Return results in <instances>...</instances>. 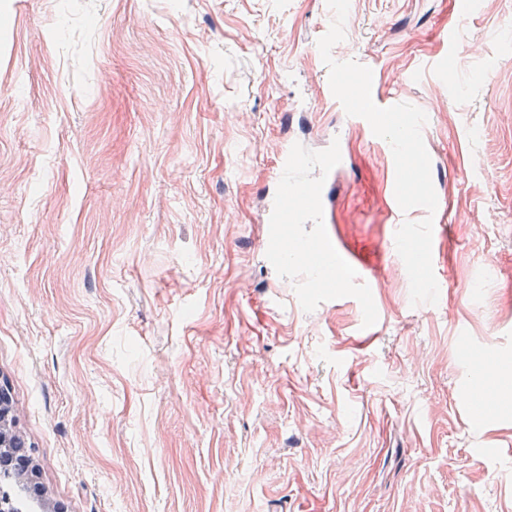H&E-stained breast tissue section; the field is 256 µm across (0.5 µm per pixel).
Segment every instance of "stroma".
Masks as SVG:
<instances>
[{
    "label": "stroma",
    "mask_w": 512,
    "mask_h": 512,
    "mask_svg": "<svg viewBox=\"0 0 512 512\" xmlns=\"http://www.w3.org/2000/svg\"><path fill=\"white\" fill-rule=\"evenodd\" d=\"M6 3L0 380L45 512H512V379L492 416L465 403L473 352L512 363V0H350L332 49L428 114L446 221L418 306L388 144L328 95L326 0ZM290 140L328 198L289 233L366 287L268 241Z\"/></svg>",
    "instance_id": "1"
}]
</instances>
